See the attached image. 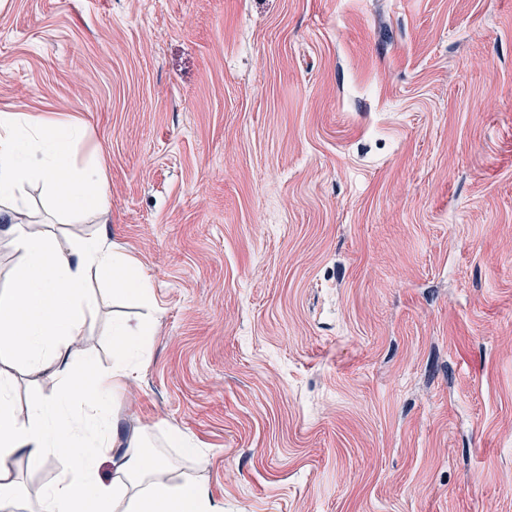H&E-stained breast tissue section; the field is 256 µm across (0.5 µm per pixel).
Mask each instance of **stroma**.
<instances>
[{"label": "stroma", "instance_id": "35a3bbf8", "mask_svg": "<svg viewBox=\"0 0 512 512\" xmlns=\"http://www.w3.org/2000/svg\"><path fill=\"white\" fill-rule=\"evenodd\" d=\"M0 111L85 126L108 212H29L152 283L93 280L76 345L151 325L122 438L221 512H512V0H0Z\"/></svg>", "mask_w": 512, "mask_h": 512}]
</instances>
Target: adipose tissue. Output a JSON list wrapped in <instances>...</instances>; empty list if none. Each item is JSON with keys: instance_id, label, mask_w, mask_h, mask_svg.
Listing matches in <instances>:
<instances>
[{"instance_id": "adipose-tissue-1", "label": "adipose tissue", "mask_w": 512, "mask_h": 512, "mask_svg": "<svg viewBox=\"0 0 512 512\" xmlns=\"http://www.w3.org/2000/svg\"><path fill=\"white\" fill-rule=\"evenodd\" d=\"M85 131L66 120L32 121L0 113V222L10 245L26 259L9 288L0 291V357L23 361L33 373L61 366L62 393L36 398L20 418L10 377L0 373V512H14L18 484L12 465L24 454L31 468L55 466L39 512H217L208 490L190 474H174L168 460L145 456L123 440L106 401L127 376V362L146 330L113 321L112 370L77 360L73 345L95 319L87 295L92 275H111L120 295L149 301L151 285L137 262L107 249L97 237L70 249L25 217V185L37 182L70 216L109 209L106 175L75 161ZM111 461L112 480L99 476Z\"/></svg>"}]
</instances>
